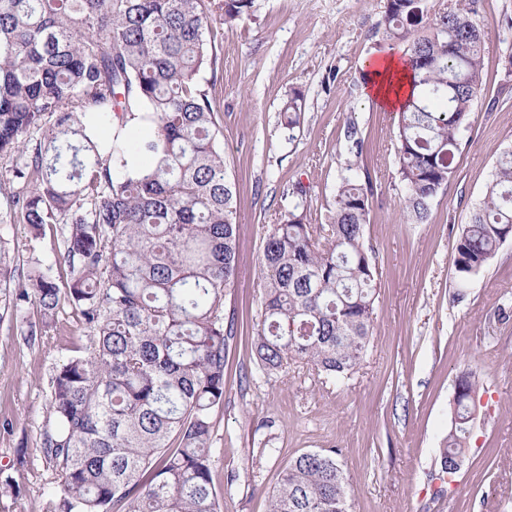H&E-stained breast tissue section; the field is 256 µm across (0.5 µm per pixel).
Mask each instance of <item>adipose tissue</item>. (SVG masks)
Listing matches in <instances>:
<instances>
[{
	"label": "adipose tissue",
	"mask_w": 512,
	"mask_h": 512,
	"mask_svg": "<svg viewBox=\"0 0 512 512\" xmlns=\"http://www.w3.org/2000/svg\"><path fill=\"white\" fill-rule=\"evenodd\" d=\"M365 67V96L384 109L402 108L413 86V75L403 59L385 55L366 61Z\"/></svg>",
	"instance_id": "ef3b65f1"
}]
</instances>
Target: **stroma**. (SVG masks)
I'll use <instances>...</instances> for the list:
<instances>
[{
	"mask_svg": "<svg viewBox=\"0 0 512 512\" xmlns=\"http://www.w3.org/2000/svg\"><path fill=\"white\" fill-rule=\"evenodd\" d=\"M387 0H255L250 19L218 25L217 63L203 81L219 99L220 141L237 184L239 278L225 305L237 333L224 372V404L213 414V478L224 512H268L282 465L308 450L337 448L354 482L353 512H512V240L477 275L461 279L453 258L458 225L491 181L499 152L512 145V0H478L490 34L484 90L467 117L454 174L425 224L407 223L394 152L397 113L363 93V62L403 56L377 34ZM304 108L294 131L281 109L292 91ZM363 143L354 154L346 136ZM358 159L376 183L364 243L376 264L373 335L345 383L291 363L257 373L252 326L266 227L308 192V221L321 224L338 174ZM61 227L33 239L28 225L0 215V252L15 277L0 280V478L19 485L0 512H45L51 471L41 435L52 421L57 367L88 344L77 310L62 305L35 342L20 334L35 305L14 309L17 277L30 256L55 262ZM476 373L480 390L458 475L439 454L451 426L458 378ZM25 464H18V455Z\"/></svg>",
	"mask_w": 512,
	"mask_h": 512,
	"instance_id": "stroma-1",
	"label": "stroma"
}]
</instances>
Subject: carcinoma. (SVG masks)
Wrapping results in <instances>:
<instances>
[{
	"label": "carcinoma",
	"instance_id": "obj_1",
	"mask_svg": "<svg viewBox=\"0 0 512 512\" xmlns=\"http://www.w3.org/2000/svg\"><path fill=\"white\" fill-rule=\"evenodd\" d=\"M254 0H0V198L40 235L64 225L66 276L31 257L13 305L32 302L33 342L61 304L79 310L90 345L52 377L41 451L48 512H222L212 474V414L224 404L239 274L236 184L218 141L220 103L202 84L216 62L212 23L248 19ZM476 0H387L382 39L413 74L395 134L403 209L428 223L453 176L464 120L483 90L488 28ZM303 96L282 114L294 131ZM155 127L127 170L131 123ZM267 225L259 261L256 369L301 360L328 379L362 362L377 293L364 245L374 185L340 175L326 222H307V192ZM512 236V146L458 229L454 266L478 273ZM478 382L456 385L440 466L462 461ZM336 448L283 465L269 512H352Z\"/></svg>",
	"mask_w": 512,
	"mask_h": 512
}]
</instances>
